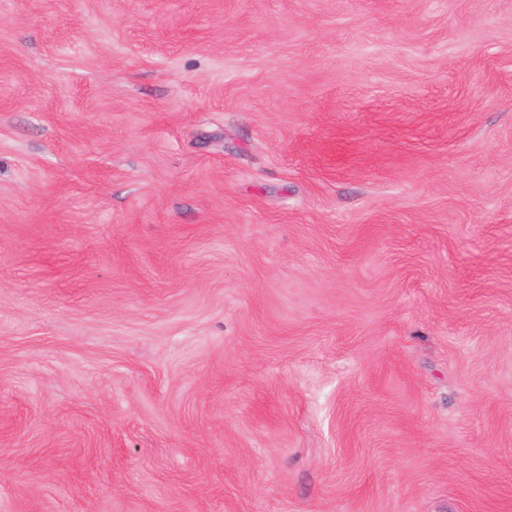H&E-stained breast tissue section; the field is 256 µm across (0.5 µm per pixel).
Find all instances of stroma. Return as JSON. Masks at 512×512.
Returning a JSON list of instances; mask_svg holds the SVG:
<instances>
[{
    "instance_id": "obj_1",
    "label": "stroma",
    "mask_w": 512,
    "mask_h": 512,
    "mask_svg": "<svg viewBox=\"0 0 512 512\" xmlns=\"http://www.w3.org/2000/svg\"><path fill=\"white\" fill-rule=\"evenodd\" d=\"M0 512H512V0H0Z\"/></svg>"
}]
</instances>
